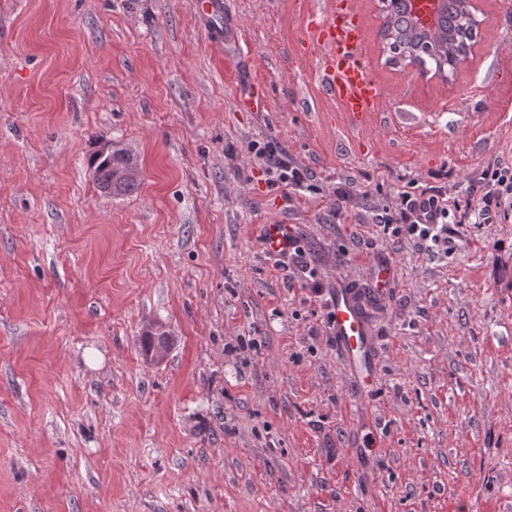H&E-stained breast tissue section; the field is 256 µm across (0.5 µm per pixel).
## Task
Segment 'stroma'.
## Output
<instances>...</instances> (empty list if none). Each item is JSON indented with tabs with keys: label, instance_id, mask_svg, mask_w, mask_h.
<instances>
[{
	"label": "stroma",
	"instance_id": "stroma-1",
	"mask_svg": "<svg viewBox=\"0 0 512 512\" xmlns=\"http://www.w3.org/2000/svg\"><path fill=\"white\" fill-rule=\"evenodd\" d=\"M357 2L384 90L361 128L303 46L335 0H224L218 26L194 0H0V512H512V212L480 213L512 167V0H480L450 84L387 64L384 4ZM105 144L128 193L88 174ZM255 144L309 180L272 186ZM424 190L470 209L447 247L383 227ZM341 280L370 387L328 332ZM136 159L133 155L126 154L120 149L100 155L97 150L88 159V171L93 182L99 190L105 194H125L134 188L132 183H119L113 180L112 172L118 166H136ZM328 329L350 375L360 383L374 378L373 336L365 299L357 289L339 284L330 298Z\"/></svg>",
	"mask_w": 512,
	"mask_h": 512
}]
</instances>
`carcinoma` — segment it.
<instances>
[{"mask_svg": "<svg viewBox=\"0 0 512 512\" xmlns=\"http://www.w3.org/2000/svg\"><path fill=\"white\" fill-rule=\"evenodd\" d=\"M480 20L469 18L463 0H440L432 28L420 26L414 15L411 0H389L387 21L382 39L394 64L406 62L449 77L467 59L477 37ZM134 156L116 149L104 156L95 151L88 159V171L93 182L105 194H125L134 188L132 183L113 180V169L134 166Z\"/></svg>", "mask_w": 512, "mask_h": 512, "instance_id": "cac0c4a2", "label": "carcinoma"}]
</instances>
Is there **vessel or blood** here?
I'll return each mask as SVG.
<instances>
[{
	"label": "vessel or blood",
	"instance_id": "1",
	"mask_svg": "<svg viewBox=\"0 0 512 512\" xmlns=\"http://www.w3.org/2000/svg\"><path fill=\"white\" fill-rule=\"evenodd\" d=\"M306 50L318 61L325 93L336 100L355 124L379 112L382 90L361 58L365 35L356 20L355 0H336L334 9L311 16ZM328 329L350 375L360 383L375 373L373 336L365 315V299L357 289L337 285L330 298Z\"/></svg>",
	"mask_w": 512,
	"mask_h": 512
}]
</instances>
